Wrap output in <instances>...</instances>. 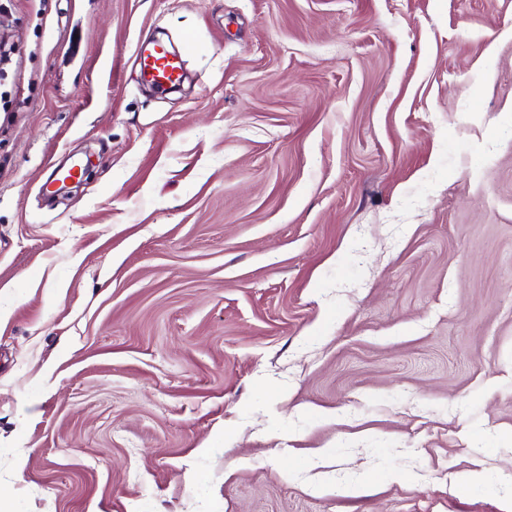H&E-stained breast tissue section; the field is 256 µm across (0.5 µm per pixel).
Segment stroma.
<instances>
[{
  "label": "stroma",
  "instance_id": "1",
  "mask_svg": "<svg viewBox=\"0 0 512 512\" xmlns=\"http://www.w3.org/2000/svg\"><path fill=\"white\" fill-rule=\"evenodd\" d=\"M1 38V504L512 512V0H9ZM143 81L157 91H167L179 85L184 77V62L181 52L172 51L156 41L141 44L135 59Z\"/></svg>",
  "mask_w": 512,
  "mask_h": 512
}]
</instances>
